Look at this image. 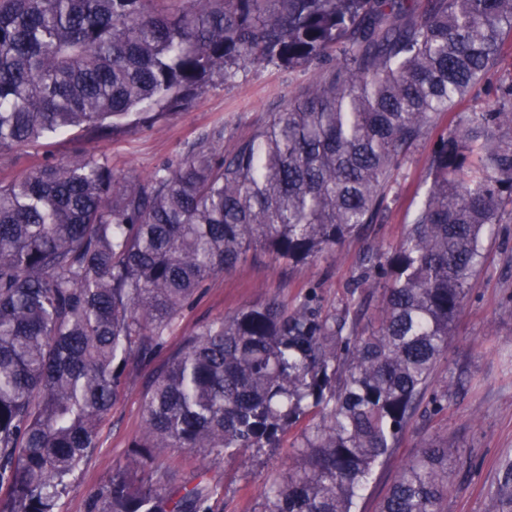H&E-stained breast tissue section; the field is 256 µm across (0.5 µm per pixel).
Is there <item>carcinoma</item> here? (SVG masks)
<instances>
[{"mask_svg":"<svg viewBox=\"0 0 512 512\" xmlns=\"http://www.w3.org/2000/svg\"><path fill=\"white\" fill-rule=\"evenodd\" d=\"M512 0H0V151L163 122L258 62L336 64L232 146L207 132L148 179L105 156L0 179V512H57L100 448L130 365L163 348L214 274L261 248L290 265L375 223L399 164L488 74ZM429 188L394 245L359 261L351 302L316 289L205 323L150 380L132 457L89 512H216L202 470L156 466L278 446L303 420L261 512H356L426 398L456 317L512 215V72L493 106L441 133ZM381 287L374 323L362 293ZM448 443L403 467L379 512H440ZM493 512H512V454Z\"/></svg>","mask_w":512,"mask_h":512,"instance_id":"cac0c4a2","label":"carcinoma"}]
</instances>
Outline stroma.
Returning a JSON list of instances; mask_svg holds the SVG:
<instances>
[{
  "instance_id": "obj_1",
  "label": "stroma",
  "mask_w": 512,
  "mask_h": 512,
  "mask_svg": "<svg viewBox=\"0 0 512 512\" xmlns=\"http://www.w3.org/2000/svg\"><path fill=\"white\" fill-rule=\"evenodd\" d=\"M332 63L326 57L290 69L248 66L234 80L208 88L168 121L103 140H82L69 132L36 147L2 153L0 178L24 176L46 154L68 160L81 148L107 156L116 174L148 178L160 166L177 162L215 126H223L225 141L248 138ZM433 147V140L422 142L400 164L383 216L335 252L292 267L259 249L232 273L212 276L173 327L163 350L152 363L135 369L102 424L101 448L61 498L58 512H87L91 498L108 483L113 465L127 460L142 430L144 397L152 373L201 325L271 297L290 306L297 304L311 288L326 308L347 304L358 255L379 244L397 243L410 224L428 189L425 178ZM435 383L448 387L447 408L416 415L398 447L377 467L357 512H378L401 466L425 444L443 438L454 445L457 455L448 467V495L441 512H490L498 460L512 451L511 215L496 225L488 241L487 258L453 324ZM292 442V436H285L280 447L265 449L250 462L171 448L158 464L183 479L207 470L209 478L224 487L223 512H260L265 482L285 468Z\"/></svg>"
}]
</instances>
